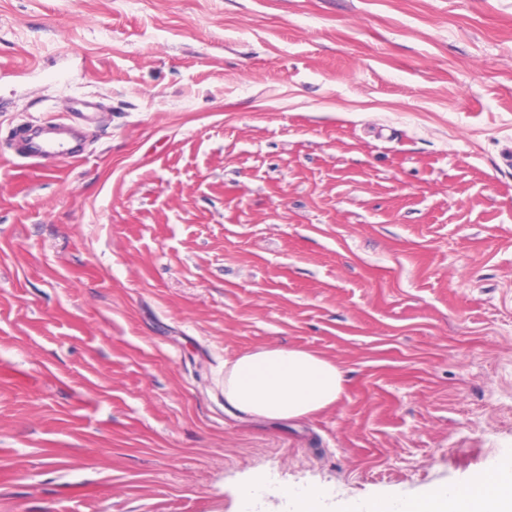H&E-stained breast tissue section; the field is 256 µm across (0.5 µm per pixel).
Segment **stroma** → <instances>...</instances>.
I'll return each instance as SVG.
<instances>
[{"mask_svg":"<svg viewBox=\"0 0 512 512\" xmlns=\"http://www.w3.org/2000/svg\"><path fill=\"white\" fill-rule=\"evenodd\" d=\"M104 104L87 155L13 128ZM300 347L344 391L224 409ZM512 453V0H0V512H328ZM19 146L16 154L38 164L39 160H75L82 157L85 147L77 132L63 120L21 127L17 131ZM343 375L336 364L300 348L260 347L224 361V409L277 420L336 404ZM282 495L286 499L290 512H328L321 510V508H324V499L320 494L297 491Z\"/></svg>","mask_w":512,"mask_h":512,"instance_id":"35a3bbf8","label":"stroma"}]
</instances>
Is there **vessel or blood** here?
I'll list each match as a JSON object with an SVG mask.
<instances>
[{
	"label": "vessel or blood",
	"instance_id": "b4317fda",
	"mask_svg": "<svg viewBox=\"0 0 512 512\" xmlns=\"http://www.w3.org/2000/svg\"><path fill=\"white\" fill-rule=\"evenodd\" d=\"M17 139V155L35 163L46 159L75 160L85 151L77 132L63 121L20 128Z\"/></svg>",
	"mask_w": 512,
	"mask_h": 512
}]
</instances>
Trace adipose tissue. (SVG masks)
<instances>
[{"mask_svg": "<svg viewBox=\"0 0 512 512\" xmlns=\"http://www.w3.org/2000/svg\"><path fill=\"white\" fill-rule=\"evenodd\" d=\"M342 393L336 364L304 349L267 346L224 362V407L249 417L301 418L333 406ZM349 512H512V456L498 458L490 476L418 500L356 501Z\"/></svg>", "mask_w": 512, "mask_h": 512, "instance_id": "ef3b65f1", "label": "adipose tissue"}]
</instances>
